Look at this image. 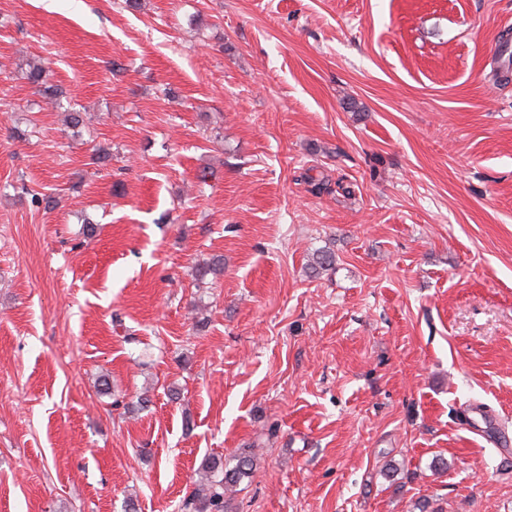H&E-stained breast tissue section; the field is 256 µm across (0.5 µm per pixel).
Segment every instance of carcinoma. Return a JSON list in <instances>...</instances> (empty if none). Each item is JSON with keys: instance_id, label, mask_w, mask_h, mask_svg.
Returning a JSON list of instances; mask_svg holds the SVG:
<instances>
[{"instance_id": "carcinoma-1", "label": "carcinoma", "mask_w": 512, "mask_h": 512, "mask_svg": "<svg viewBox=\"0 0 512 512\" xmlns=\"http://www.w3.org/2000/svg\"><path fill=\"white\" fill-rule=\"evenodd\" d=\"M48 68L44 63L36 61L29 65L26 79L38 86L46 97L60 102L63 92L56 86L46 82ZM256 455L252 452L237 457L232 467L224 466L219 457L205 459L198 473L199 487L181 505L183 512H224L228 495L237 491V486L252 476Z\"/></svg>"}]
</instances>
